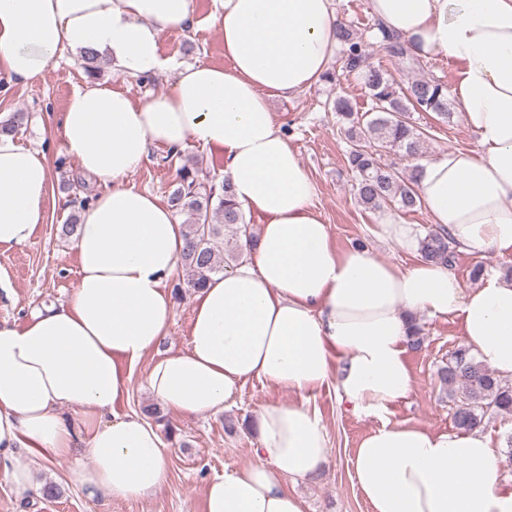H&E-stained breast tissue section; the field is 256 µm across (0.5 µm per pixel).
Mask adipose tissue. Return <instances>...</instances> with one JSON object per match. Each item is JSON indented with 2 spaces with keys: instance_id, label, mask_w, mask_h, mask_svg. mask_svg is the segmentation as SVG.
Wrapping results in <instances>:
<instances>
[{
  "instance_id": "1",
  "label": "adipose tissue",
  "mask_w": 512,
  "mask_h": 512,
  "mask_svg": "<svg viewBox=\"0 0 512 512\" xmlns=\"http://www.w3.org/2000/svg\"><path fill=\"white\" fill-rule=\"evenodd\" d=\"M332 0H219L228 68L178 64L163 32L192 22V0H0V71L41 76L63 50L107 53L116 70H175L169 92L139 102L92 82L62 114L65 153L101 189L80 214L78 282L69 298L17 326L0 322V468L17 497L38 494V468L86 451L76 473L91 495L140 499L167 480L158 426L116 415L132 371L167 336L169 288L185 244L172 208L126 185L150 147L200 142L224 158L241 210L262 216L253 247L195 296L186 352L157 359L146 389L158 406L219 415L257 379L293 394L254 417L252 461L210 480L205 512H304L291 482L313 480L328 434L306 396L328 382L339 404L380 415L405 399L411 319L458 315L462 343L512 381V282L462 287L447 266L400 269L355 247L337 252L312 208L315 186L276 125L271 95L319 83L340 50ZM379 27L421 59L459 65L452 89L470 150L419 162L435 227L462 247L512 257V0H368ZM51 174L43 152L0 134V244L23 246L46 223ZM501 452L474 429L383 425L353 460L371 512H512Z\"/></svg>"
}]
</instances>
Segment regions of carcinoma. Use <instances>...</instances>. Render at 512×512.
Wrapping results in <instances>:
<instances>
[{
  "label": "carcinoma",
  "mask_w": 512,
  "mask_h": 512,
  "mask_svg": "<svg viewBox=\"0 0 512 512\" xmlns=\"http://www.w3.org/2000/svg\"><path fill=\"white\" fill-rule=\"evenodd\" d=\"M337 39L341 45L344 67L359 69L366 54L361 41L340 25ZM384 49L400 68H413L418 59L410 55L405 42L390 35L383 37ZM82 69L91 80L102 72L103 54L88 48L80 51ZM371 98L370 110L353 111L350 102L336 98L333 107L344 121L343 131L351 142L348 168L354 181L359 203L368 209L394 207L413 211L421 206L418 193L419 169L409 172L381 161L380 149L401 151L415 157L421 149L423 132L414 124L410 113L433 112L448 118V85L441 80L415 79L399 84L386 69L369 67L362 71ZM28 121L25 112H14L0 122V131L16 134ZM170 206L186 215L185 246L182 262L191 275L194 290L204 287L214 274L224 272L229 263L243 253V241L254 242L245 234L247 223L237 207L229 180L204 183L199 171L187 165L179 169L178 186L169 197ZM236 228L229 238L224 229ZM224 240V248L217 243ZM421 259L447 267L456 263L455 241L444 228H433L420 238ZM441 390L452 398L453 420L458 429L473 430L483 425L486 415L512 413V384L484 368L463 346L456 348L437 370Z\"/></svg>",
  "instance_id": "1"
}]
</instances>
